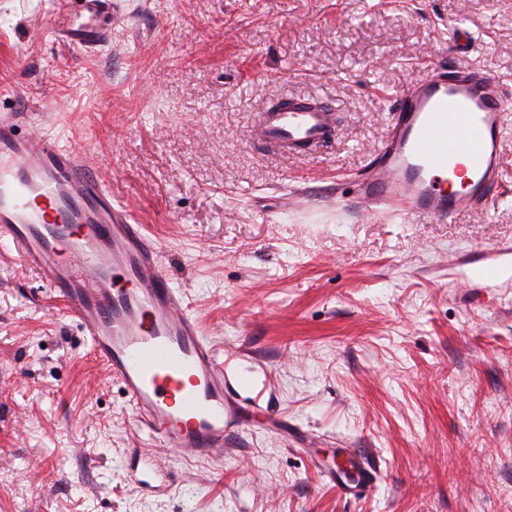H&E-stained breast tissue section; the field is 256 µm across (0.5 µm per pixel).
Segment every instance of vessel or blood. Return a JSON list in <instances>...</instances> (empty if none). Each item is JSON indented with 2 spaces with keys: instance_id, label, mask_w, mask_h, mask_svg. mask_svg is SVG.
<instances>
[{
  "instance_id": "b4317fda",
  "label": "vessel or blood",
  "mask_w": 512,
  "mask_h": 512,
  "mask_svg": "<svg viewBox=\"0 0 512 512\" xmlns=\"http://www.w3.org/2000/svg\"><path fill=\"white\" fill-rule=\"evenodd\" d=\"M58 17L64 43L92 49L111 40L118 11L114 0H63ZM511 105L497 79L468 66L409 82L386 140L355 183L358 204L377 215L443 223L490 209L503 182ZM21 125L18 117L0 118V240L45 275L157 447L200 458L223 454L242 411L224 394L232 355L218 357L167 275L160 248L113 200L86 153ZM338 125L324 96H297L263 114L259 139L294 153L323 146ZM491 252L474 279L502 277L512 246Z\"/></svg>"
}]
</instances>
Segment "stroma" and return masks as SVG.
I'll use <instances>...</instances> for the list:
<instances>
[{
    "mask_svg": "<svg viewBox=\"0 0 512 512\" xmlns=\"http://www.w3.org/2000/svg\"><path fill=\"white\" fill-rule=\"evenodd\" d=\"M118 9L84 51L56 40L58 0H0V116L81 146L234 354L226 396L245 376L263 400L223 455L154 448L43 275L0 244V512H512V279L456 261L512 244V114L490 210L439 224L352 206L411 80L463 64L512 97V0ZM315 92L339 111L327 147L259 143L264 110ZM149 447L138 489L132 451Z\"/></svg>",
    "mask_w": 512,
    "mask_h": 512,
    "instance_id": "stroma-1",
    "label": "stroma"
}]
</instances>
